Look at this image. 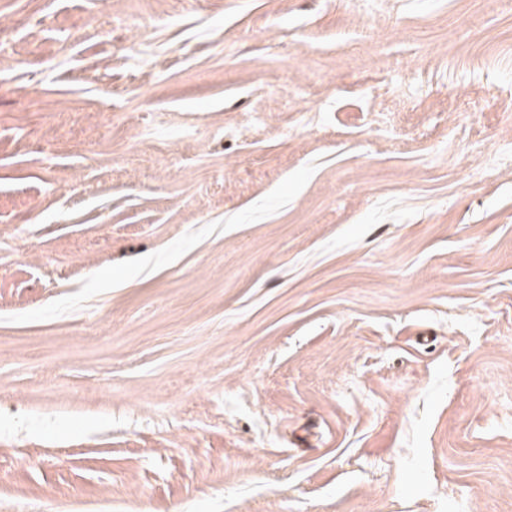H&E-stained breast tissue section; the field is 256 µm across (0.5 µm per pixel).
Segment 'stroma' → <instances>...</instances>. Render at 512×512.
Listing matches in <instances>:
<instances>
[{
    "label": "stroma",
    "instance_id": "35a3bbf8",
    "mask_svg": "<svg viewBox=\"0 0 512 512\" xmlns=\"http://www.w3.org/2000/svg\"><path fill=\"white\" fill-rule=\"evenodd\" d=\"M0 512H512V0H0Z\"/></svg>",
    "mask_w": 512,
    "mask_h": 512
}]
</instances>
